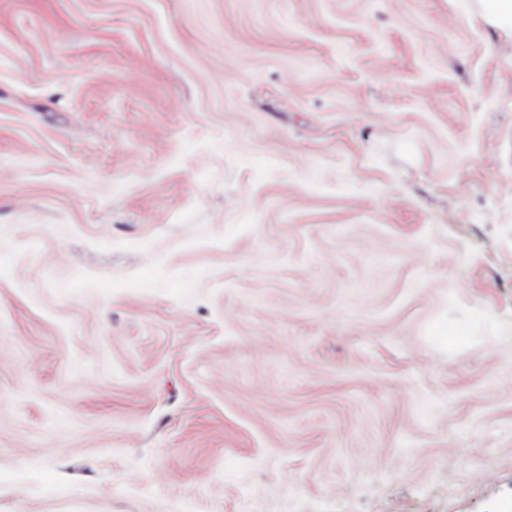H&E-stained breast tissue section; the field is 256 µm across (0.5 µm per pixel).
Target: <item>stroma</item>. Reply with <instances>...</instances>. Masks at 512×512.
Segmentation results:
<instances>
[{"label": "stroma", "mask_w": 512, "mask_h": 512, "mask_svg": "<svg viewBox=\"0 0 512 512\" xmlns=\"http://www.w3.org/2000/svg\"><path fill=\"white\" fill-rule=\"evenodd\" d=\"M181 502L512 512L480 0H0V512Z\"/></svg>", "instance_id": "1"}]
</instances>
